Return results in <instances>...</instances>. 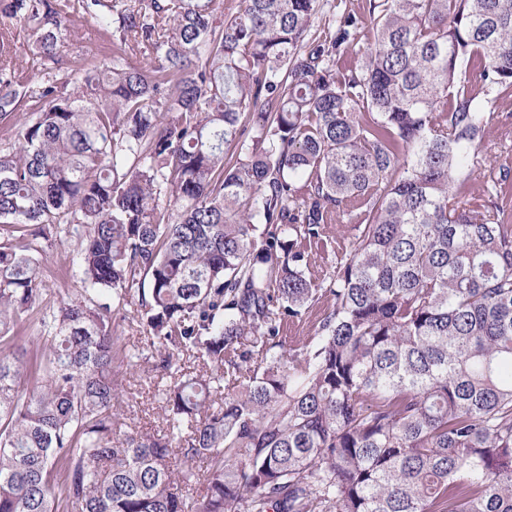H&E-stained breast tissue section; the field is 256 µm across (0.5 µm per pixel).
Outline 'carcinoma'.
Instances as JSON below:
<instances>
[{
    "label": "carcinoma",
    "mask_w": 512,
    "mask_h": 512,
    "mask_svg": "<svg viewBox=\"0 0 512 512\" xmlns=\"http://www.w3.org/2000/svg\"><path fill=\"white\" fill-rule=\"evenodd\" d=\"M323 6L0 0L41 66L22 84L0 31V120L29 113L0 149V342L33 347L0 354V512H512V168L470 192L512 116V0H363L316 33ZM74 15L111 58L62 67ZM329 224L353 235L316 285L300 244ZM63 233L79 288L43 307ZM134 297L159 437L114 432ZM327 305L328 302L326 298H320L300 321L290 323L286 329H284L281 336H283V340L285 339L288 348L301 347L308 336H312L314 334L317 321L323 314ZM135 303L136 300H133L132 304L115 311L112 315V333L119 336V346L125 347L126 350L140 348L146 334L137 317Z\"/></svg>",
    "instance_id": "1"
}]
</instances>
